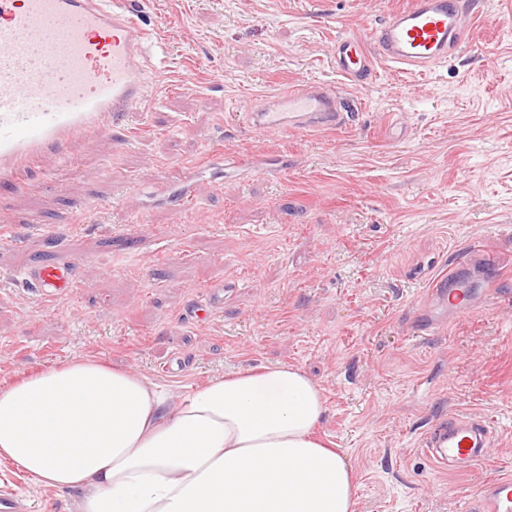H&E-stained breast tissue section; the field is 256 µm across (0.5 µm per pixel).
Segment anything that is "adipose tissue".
Wrapping results in <instances>:
<instances>
[{
    "mask_svg": "<svg viewBox=\"0 0 512 512\" xmlns=\"http://www.w3.org/2000/svg\"><path fill=\"white\" fill-rule=\"evenodd\" d=\"M322 389L263 366L186 392L90 356L0 386V459L77 512H355Z\"/></svg>",
    "mask_w": 512,
    "mask_h": 512,
    "instance_id": "obj_1",
    "label": "adipose tissue"
}]
</instances>
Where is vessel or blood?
Wrapping results in <instances>:
<instances>
[{
  "label": "vessel or blood",
  "mask_w": 512,
  "mask_h": 512,
  "mask_svg": "<svg viewBox=\"0 0 512 512\" xmlns=\"http://www.w3.org/2000/svg\"><path fill=\"white\" fill-rule=\"evenodd\" d=\"M462 0H408L372 30L374 52L362 38H337L338 73L358 80L373 60L391 66L425 68L454 55L468 25ZM149 37L116 0H0V162L84 133L87 120L120 117L146 96ZM341 101L328 85L278 92L270 106L246 113L250 126L268 134L312 132L336 126ZM43 295L68 290L73 278L64 266L23 273ZM472 282L440 278L430 297L475 314ZM491 446L489 426L477 417L449 414L428 430L422 451L437 467L468 471ZM464 512H512V476L486 482Z\"/></svg>",
  "instance_id": "vessel-or-blood-1"
}]
</instances>
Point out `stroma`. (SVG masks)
I'll list each match as a JSON object with an SVG mask.
<instances>
[{
  "label": "stroma",
  "mask_w": 512,
  "mask_h": 512,
  "mask_svg": "<svg viewBox=\"0 0 512 512\" xmlns=\"http://www.w3.org/2000/svg\"><path fill=\"white\" fill-rule=\"evenodd\" d=\"M129 2L162 36L146 103L0 177V385L76 356L187 391L290 365L324 392L318 432L354 471L356 512H461L512 475V0H465L447 62L360 81L337 73V37L405 0ZM315 83L340 88L345 125L273 136L238 116ZM63 262L59 296L20 276ZM455 264L490 306L420 315ZM451 412L496 430L464 476L418 452ZM4 487L25 512H75L76 492L0 461Z\"/></svg>",
  "instance_id": "35a3bbf8"
}]
</instances>
